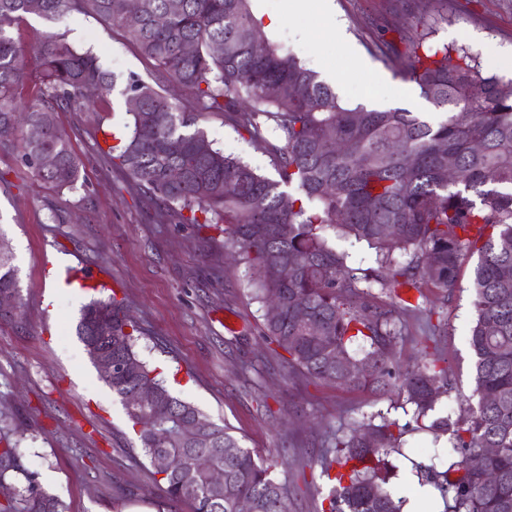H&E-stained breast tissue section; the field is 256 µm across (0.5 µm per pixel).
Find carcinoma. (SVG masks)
<instances>
[{
	"mask_svg": "<svg viewBox=\"0 0 512 512\" xmlns=\"http://www.w3.org/2000/svg\"><path fill=\"white\" fill-rule=\"evenodd\" d=\"M29 2L0 0V143L20 134L24 164L43 182L70 188L82 162L58 112L103 98L108 74L92 52L48 37L37 49L40 95L20 104L25 54L10 30L31 13ZM170 2L142 0L132 13L125 0H41L37 15L66 9L118 25L165 81L187 91L189 111L130 78L126 98L138 99L140 109L130 112L131 131L112 163L150 194L159 215L224 225V250L244 268L254 298L281 303L262 338L288 353L290 369L340 387L394 389L413 407L410 424L369 421L331 436L333 450L318 460L334 483L322 512H401L402 501L386 488L390 452H400L405 433L427 425L454 383L438 357L405 368L394 362L411 322L435 314L400 291L413 288L422 299V289L435 288L448 302L468 254L478 256L468 336L472 393L466 416L427 425L449 433L448 467L433 461L416 469L438 489L446 512H512V79L485 73L465 47L429 45L413 51L403 76L443 111L440 121L406 109L348 108L317 72L270 41L249 0H179L175 10ZM160 13L168 14L161 28L151 21ZM256 42L263 53L253 51ZM185 43L194 46L190 56ZM209 112L224 113L240 136L264 143L277 177L216 147L199 127ZM45 152L56 157L51 169L40 166ZM450 157L459 172L451 183ZM170 169L182 171L180 182L168 181ZM389 224L399 227L397 237L387 236ZM331 233L375 249V266H350L349 254L329 243ZM4 296L18 297V280L12 253L0 245ZM78 334L112 354V374L100 377L120 398L149 463L159 455L179 461L173 471L154 468L170 500H189L194 512H236L246 497L253 512H290L275 463L241 447L229 428L210 420L193 438L182 434V425L205 414L172 395L139 358L144 332L120 302L86 305ZM338 355L367 364L368 373L346 376ZM143 388L153 391L150 402L131 399ZM485 448L496 449L485 470L470 469L469 458ZM200 458L206 467L197 465ZM214 470L224 472V484L212 483ZM0 512H62L8 440L0 448Z\"/></svg>",
	"mask_w": 512,
	"mask_h": 512,
	"instance_id": "1",
	"label": "carcinoma"
}]
</instances>
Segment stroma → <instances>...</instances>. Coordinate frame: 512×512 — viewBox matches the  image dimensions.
Here are the masks:
<instances>
[{"label":"stroma","instance_id":"obj_1","mask_svg":"<svg viewBox=\"0 0 512 512\" xmlns=\"http://www.w3.org/2000/svg\"><path fill=\"white\" fill-rule=\"evenodd\" d=\"M309 23L315 39L302 36ZM287 20L268 37L292 51L329 83L348 106L385 105L429 121L441 114L419 87L402 76L414 43L465 46L485 72L506 78L502 57L512 55V0H331V10L308 21ZM341 36H334L335 25ZM28 58L22 102L35 94L34 53L52 36L95 53L114 76L104 101L59 112L58 121L83 162L73 189L56 190L25 167L15 148H0V234L14 257L19 307L0 318V427L36 477L53 473L50 494L66 512H192L169 502L139 444L119 398L101 381L81 340V309L92 299L116 297L144 330L142 361L170 390L212 421L228 425L241 446L261 458L288 452L276 477L290 493L293 512H320L330 482L318 457L332 433L379 417L410 419L398 392H369L306 380L288 369L286 352L260 337L264 310L251 296L242 267L224 253V237L177 219L158 221L143 190L113 168L108 154L130 117L123 91L130 76L158 85L153 63L123 30L91 16L63 11L46 19L29 14L12 28ZM493 43L500 57L483 53ZM371 67L359 70L355 59ZM216 146L242 157L267 176L275 170L266 150L241 139L223 113L199 121ZM476 257H466L448 303L437 304L448 334L438 343L457 392L438 415L459 417L470 394L467 343L474 316L471 280ZM100 267L99 291L68 280L80 265Z\"/></svg>","mask_w":512,"mask_h":512}]
</instances>
